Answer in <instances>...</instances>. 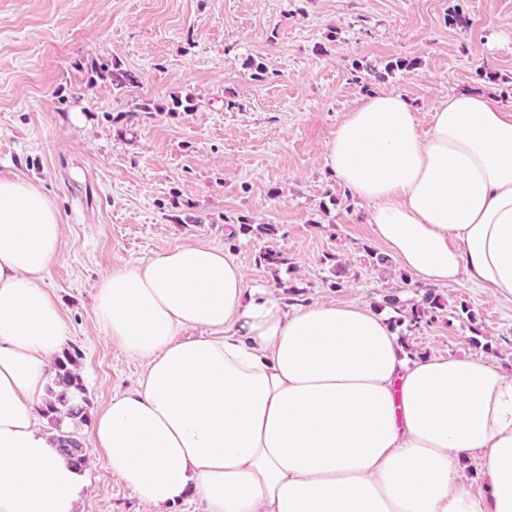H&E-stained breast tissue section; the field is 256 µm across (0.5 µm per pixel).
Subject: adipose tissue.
<instances>
[{
	"label": "adipose tissue",
	"instance_id": "1",
	"mask_svg": "<svg viewBox=\"0 0 512 512\" xmlns=\"http://www.w3.org/2000/svg\"><path fill=\"white\" fill-rule=\"evenodd\" d=\"M324 164L415 281L512 301V111L491 95L449 94L423 134L404 95L369 94ZM60 249L50 198L0 174V512L84 492L36 416L67 336L45 283ZM94 321L143 372L91 446L147 512L190 492L203 512H512V371L412 356L372 305L290 310L223 249L176 245L105 275Z\"/></svg>",
	"mask_w": 512,
	"mask_h": 512
}]
</instances>
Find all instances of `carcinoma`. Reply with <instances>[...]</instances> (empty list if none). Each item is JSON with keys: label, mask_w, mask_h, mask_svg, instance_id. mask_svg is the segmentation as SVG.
Here are the masks:
<instances>
[{"label": "carcinoma", "mask_w": 512, "mask_h": 512, "mask_svg": "<svg viewBox=\"0 0 512 512\" xmlns=\"http://www.w3.org/2000/svg\"><path fill=\"white\" fill-rule=\"evenodd\" d=\"M92 72L97 78L110 82L112 88L116 90H122L137 83L136 76L119 64L110 67L100 65L92 69ZM239 229L245 234L267 240L274 238L278 232V228L274 224H242ZM261 260L274 270L288 263V259L282 252L269 246L262 251ZM440 307L439 299L433 293L427 292L420 301L412 304L410 308L412 321L416 323L423 320L431 322L435 320ZM75 365V358L68 351L63 352L62 357L56 359L52 385L48 387L49 396L45 401L43 414L47 417L51 429L57 431L54 440L59 452L75 466L82 468L87 462L82 440L76 433L62 430V422L65 418H69L75 423L86 419V398H80V402L77 404L71 403L72 395L84 391Z\"/></svg>", "instance_id": "1"}]
</instances>
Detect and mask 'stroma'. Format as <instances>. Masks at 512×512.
Wrapping results in <instances>:
<instances>
[{"label": "stroma", "instance_id": "obj_1", "mask_svg": "<svg viewBox=\"0 0 512 512\" xmlns=\"http://www.w3.org/2000/svg\"><path fill=\"white\" fill-rule=\"evenodd\" d=\"M253 59L269 79L255 78ZM404 59L413 68L398 69ZM93 63L140 81L113 90L91 81ZM381 90L406 96L424 133L453 92H488L512 110V0H0V171L33 181L60 212L46 284L64 348L80 353L89 419L142 372L98 333L96 288L176 244L222 248L291 309L379 307L398 294L406 308L393 325L409 354L512 366V303L463 280L435 289V321L412 322L422 289L405 285L397 260L371 262L388 249L367 206L324 166L344 115ZM175 96L195 110L161 111ZM245 222L279 231L264 242L237 232ZM268 245L289 266L268 268ZM336 261L348 269L339 288ZM86 480L79 512H146L103 458L90 456Z\"/></svg>", "mask_w": 512, "mask_h": 512}]
</instances>
